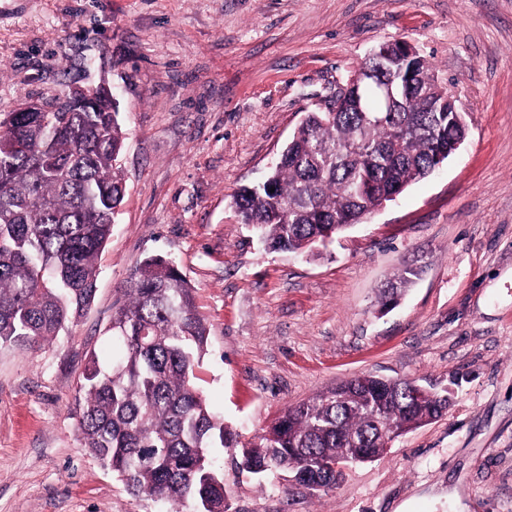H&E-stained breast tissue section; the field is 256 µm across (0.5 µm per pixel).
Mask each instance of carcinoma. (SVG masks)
Masks as SVG:
<instances>
[{"instance_id":"obj_1","label":"carcinoma","mask_w":512,"mask_h":512,"mask_svg":"<svg viewBox=\"0 0 512 512\" xmlns=\"http://www.w3.org/2000/svg\"><path fill=\"white\" fill-rule=\"evenodd\" d=\"M365 63L400 88L386 106L373 90L350 92L336 111L310 112L256 185L233 196L241 223L273 251L304 253L360 222L373 205L372 184L401 194L433 172L465 138L466 128L431 66L389 47ZM74 112L53 98L48 112H10L0 144V346L33 348L56 338L94 300L97 262L124 199L119 164L124 137L112 100ZM407 267L382 290L387 306L419 277ZM111 356H88L79 389L85 447L133 494L169 512H229L218 450L231 448L249 473L288 474L302 461L323 490L336 465L377 456L385 437L443 414L444 403L412 394L408 380L363 375L289 407L258 440L238 434L193 384L207 341L194 288L161 256L132 273L127 300L112 314Z\"/></svg>"}]
</instances>
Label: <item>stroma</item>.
<instances>
[{
  "mask_svg": "<svg viewBox=\"0 0 512 512\" xmlns=\"http://www.w3.org/2000/svg\"><path fill=\"white\" fill-rule=\"evenodd\" d=\"M398 40L462 107L465 143L319 257L269 251L233 194ZM103 82L126 195L87 313L38 350L0 347V512H165L90 453L76 416L86 358L108 355L152 255L196 289L195 384L242 442L360 375L451 399L326 491L225 454L230 512H512V0H0V113ZM408 265L420 278L380 312Z\"/></svg>",
  "mask_w": 512,
  "mask_h": 512,
  "instance_id": "35a3bbf8",
  "label": "stroma"
}]
</instances>
